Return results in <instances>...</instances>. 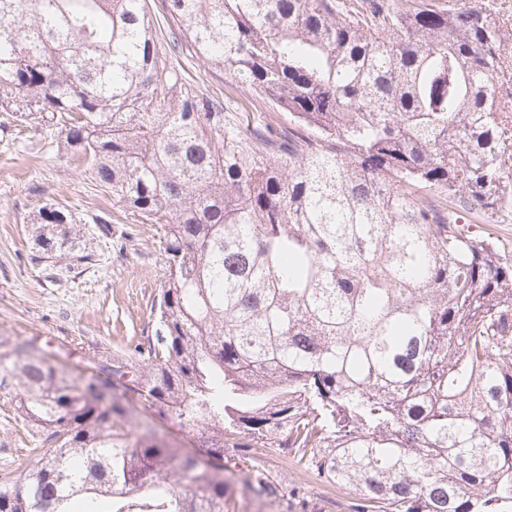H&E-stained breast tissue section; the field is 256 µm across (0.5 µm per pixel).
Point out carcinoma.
I'll use <instances>...</instances> for the list:
<instances>
[{
    "instance_id": "carcinoma-1",
    "label": "carcinoma",
    "mask_w": 512,
    "mask_h": 512,
    "mask_svg": "<svg viewBox=\"0 0 512 512\" xmlns=\"http://www.w3.org/2000/svg\"><path fill=\"white\" fill-rule=\"evenodd\" d=\"M0 0V112L164 225L154 334L74 376L34 341L0 386L44 435L0 512H224L277 448L350 512H512V258L466 215L512 220V30L429 0ZM189 42L297 126L225 122L173 56ZM34 260L91 265L44 208ZM140 401L208 461L126 420Z\"/></svg>"
}]
</instances>
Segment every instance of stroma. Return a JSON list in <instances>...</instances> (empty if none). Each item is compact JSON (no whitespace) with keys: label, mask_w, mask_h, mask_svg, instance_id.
Wrapping results in <instances>:
<instances>
[{"label":"stroma","mask_w":512,"mask_h":512,"mask_svg":"<svg viewBox=\"0 0 512 512\" xmlns=\"http://www.w3.org/2000/svg\"><path fill=\"white\" fill-rule=\"evenodd\" d=\"M177 61L184 77L209 96L226 99L223 74L210 69L191 47ZM30 128L0 129V354L32 340L50 365L88 367L92 353L121 355L153 333L151 305L164 275L163 227L144 224L114 205L111 195L76 171L69 154L45 147ZM63 208L87 230L95 264L63 280L47 279L32 262L31 228L42 208ZM112 220L111 236L96 228ZM31 431L0 389V481L24 468ZM263 465L289 485L304 488L315 512H348L350 493L302 469L278 449H260Z\"/></svg>","instance_id":"stroma-1"}]
</instances>
